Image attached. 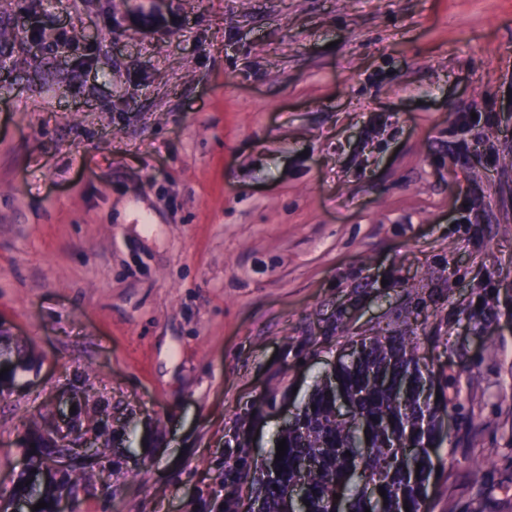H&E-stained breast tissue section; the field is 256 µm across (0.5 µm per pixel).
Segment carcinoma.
Returning <instances> with one entry per match:
<instances>
[{"label": "carcinoma", "mask_w": 512, "mask_h": 512, "mask_svg": "<svg viewBox=\"0 0 512 512\" xmlns=\"http://www.w3.org/2000/svg\"><path fill=\"white\" fill-rule=\"evenodd\" d=\"M334 374L335 382L323 383L285 431V455L274 460L280 475L270 478L260 467L264 512H281L299 477L300 512H426L443 411L423 396L435 387V374L421 363L413 339H362ZM335 392L352 404L351 421L336 419Z\"/></svg>", "instance_id": "carcinoma-1"}]
</instances>
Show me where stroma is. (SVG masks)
Here are the masks:
<instances>
[{
    "mask_svg": "<svg viewBox=\"0 0 512 512\" xmlns=\"http://www.w3.org/2000/svg\"><path fill=\"white\" fill-rule=\"evenodd\" d=\"M163 13L0 0V355L27 349L0 506L70 404L108 430L64 512H247L318 381L385 335L457 404L428 512H512V0Z\"/></svg>",
    "mask_w": 512,
    "mask_h": 512,
    "instance_id": "stroma-1",
    "label": "stroma"
}]
</instances>
